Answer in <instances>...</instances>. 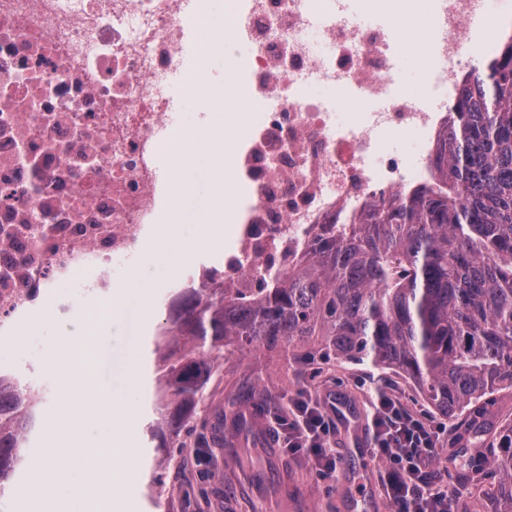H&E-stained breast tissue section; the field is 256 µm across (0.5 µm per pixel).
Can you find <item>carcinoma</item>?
Here are the masks:
<instances>
[{"mask_svg":"<svg viewBox=\"0 0 512 512\" xmlns=\"http://www.w3.org/2000/svg\"><path fill=\"white\" fill-rule=\"evenodd\" d=\"M439 185L395 199L307 263L226 307L224 283L185 288L173 324L194 344L160 368L169 429L188 423L216 356L322 336L337 358L402 375L438 415L478 433L467 410L512 390V39L461 84L435 158ZM31 399L0 377V482L27 457ZM512 512V423L481 445Z\"/></svg>","mask_w":512,"mask_h":512,"instance_id":"cac0c4a2","label":"carcinoma"}]
</instances>
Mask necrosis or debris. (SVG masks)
<instances>
[{
    "label": "necrosis or debris",
    "instance_id": "1",
    "mask_svg": "<svg viewBox=\"0 0 512 512\" xmlns=\"http://www.w3.org/2000/svg\"><path fill=\"white\" fill-rule=\"evenodd\" d=\"M318 15L326 55L303 37ZM230 17L250 48L233 87L245 122L224 134L240 188L222 274L235 295L287 277L317 238L433 185L449 94L490 15L487 0H431L432 110L397 81L401 34L336 18L334 0H233ZM187 20L185 0H0L1 335L63 280L108 287L112 263L134 264L166 216L175 177L159 154L197 38ZM316 78L350 106L345 126L307 95ZM396 133L417 136L413 159L387 150Z\"/></svg>",
    "mask_w": 512,
    "mask_h": 512
}]
</instances>
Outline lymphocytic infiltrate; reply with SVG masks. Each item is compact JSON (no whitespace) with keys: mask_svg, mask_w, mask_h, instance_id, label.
I'll use <instances>...</instances> for the list:
<instances>
[{"mask_svg":"<svg viewBox=\"0 0 512 512\" xmlns=\"http://www.w3.org/2000/svg\"><path fill=\"white\" fill-rule=\"evenodd\" d=\"M371 423L379 481L398 512H454L453 499L425 468L436 447L435 430L387 395L374 402ZM334 427L320 404L299 391L289 398L287 413L275 417L273 433L284 448L310 456L326 476L337 467L327 446Z\"/></svg>","mask_w":512,"mask_h":512,"instance_id":"obj_1","label":"lymphocytic infiltrate"}]
</instances>
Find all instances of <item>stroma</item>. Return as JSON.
I'll return each mask as SVG.
<instances>
[{
	"label": "stroma",
	"mask_w": 512,
	"mask_h": 512,
	"mask_svg": "<svg viewBox=\"0 0 512 512\" xmlns=\"http://www.w3.org/2000/svg\"><path fill=\"white\" fill-rule=\"evenodd\" d=\"M224 2L202 0V36L194 48L192 75L181 86V124L196 136L190 144L194 160L182 170L188 189L168 214L169 223L177 227L168 244L171 250L182 252L180 268L169 272L159 259L158 237L145 240L138 263L139 287L129 290L112 318L107 337L81 350L51 352L63 328L80 319L94 322L112 292H88L77 280L59 284L54 296L39 298V311L19 330L31 343L26 359H18L12 341L0 339V375L35 378L32 391L38 424L29 435V447L44 442L63 451L76 443L107 446L113 434L108 418L87 422L77 440L60 434L52 421L62 408L72 417H80L75 400L93 401L97 390L104 388L137 397L136 410L124 431V445L132 452L134 463L133 476L118 490L125 512H387L388 502L378 481L379 465L369 454L371 401L382 391L422 421L440 428L431 465L444 471V484L457 505L468 512H494L489 494L498 476L486 467L470 473L463 461L455 458L450 443L453 423L434 413L400 376L327 353L320 336L312 337L302 350L226 349L196 414L178 436L179 447L163 448L152 439L151 427L162 406L155 369L161 356L175 354L190 342L189 337L177 335L170 319L171 303L179 293L177 285L201 269L222 267L228 243L224 221L215 222L202 244L197 241L195 222L201 211L221 209L214 196L197 190L218 174L211 143L200 129H229L242 118L238 109L225 107V86L235 82L232 62L243 59L247 47L233 38L218 47L212 39L226 25ZM348 7L351 17L365 24L406 25L419 16L414 0H387L380 10L366 6L364 0H350ZM203 107L209 112L204 125L198 118ZM69 298L75 303L74 311L52 314L55 301ZM135 345L140 346L143 360L134 377L129 350ZM298 390L337 405L341 412L330 437L338 456L333 475L318 474L304 455L280 449L267 433L271 413L287 410L289 394ZM260 396L268 409L252 416L258 431L255 440L229 441L217 435V423H229ZM36 460L32 453L27 464L7 479L13 495L0 499V512H54L63 503L59 489L46 490L38 500L29 496L27 476Z\"/></svg>",
	"instance_id": "35a3bbf8"
}]
</instances>
